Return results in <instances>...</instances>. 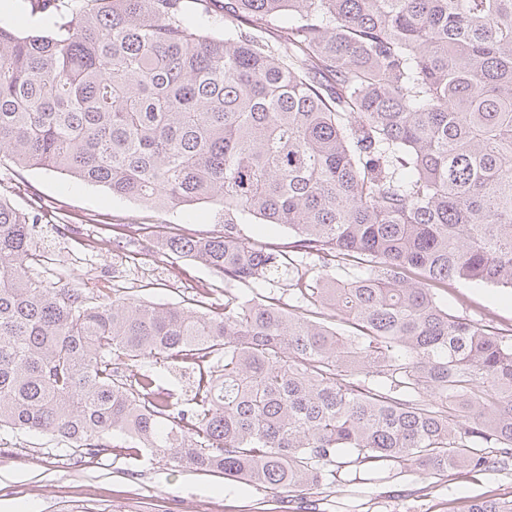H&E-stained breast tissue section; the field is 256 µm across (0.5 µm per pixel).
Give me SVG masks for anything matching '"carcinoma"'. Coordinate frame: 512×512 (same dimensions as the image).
I'll return each mask as SVG.
<instances>
[{
    "label": "carcinoma",
    "instance_id": "1",
    "mask_svg": "<svg viewBox=\"0 0 512 512\" xmlns=\"http://www.w3.org/2000/svg\"><path fill=\"white\" fill-rule=\"evenodd\" d=\"M37 9L45 31L0 24V162L215 206L222 230L165 247L224 275V307L49 286L35 217L0 197V430L96 454L121 434L288 492L512 461V336L440 301L512 289V0H225L222 35L213 0ZM256 281L293 303L231 292ZM146 360L197 365L188 407L118 371ZM246 233L258 241L269 243L273 246H284L290 239L288 230L279 226L258 224L254 219L245 221Z\"/></svg>",
    "mask_w": 512,
    "mask_h": 512
}]
</instances>
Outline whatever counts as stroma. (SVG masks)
I'll use <instances>...</instances> for the list:
<instances>
[{
  "label": "stroma",
  "instance_id": "obj_1",
  "mask_svg": "<svg viewBox=\"0 0 512 512\" xmlns=\"http://www.w3.org/2000/svg\"><path fill=\"white\" fill-rule=\"evenodd\" d=\"M0 195L38 216L40 261L34 271L64 286L82 271L97 288L160 306L222 305L224 277L164 250L166 236H206L222 218L209 204L154 208L112 196L100 186L44 168L0 165ZM442 298L453 314L512 334V289L456 281ZM107 455L57 446L39 433L0 431V512H283L284 492L219 473L174 466L162 454L125 449L112 439ZM321 512H464L481 497L512 496V464L430 478L414 469L374 474L353 486L302 489Z\"/></svg>",
  "mask_w": 512,
  "mask_h": 512
}]
</instances>
